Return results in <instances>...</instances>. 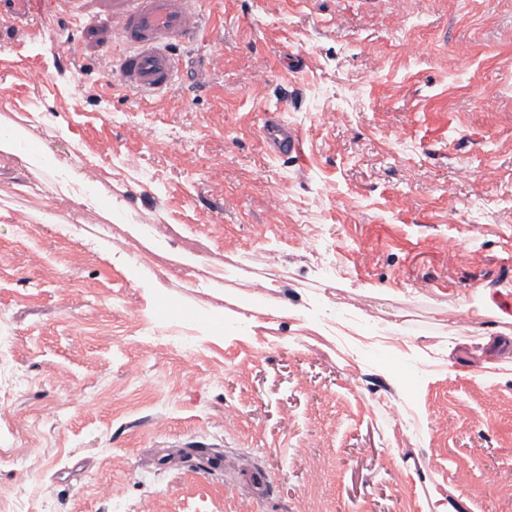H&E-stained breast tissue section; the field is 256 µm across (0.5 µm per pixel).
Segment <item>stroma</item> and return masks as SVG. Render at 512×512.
I'll return each mask as SVG.
<instances>
[{
	"mask_svg": "<svg viewBox=\"0 0 512 512\" xmlns=\"http://www.w3.org/2000/svg\"><path fill=\"white\" fill-rule=\"evenodd\" d=\"M111 13L0 39V129L95 174L0 152V512H512V0H207L150 103ZM266 139L271 148L278 153L286 155L300 156L302 153V144L299 135L288 130V124L276 118L270 120L265 126ZM26 153L30 156V158L42 168L48 170L53 174H64L65 178L60 184L59 189H56L54 186H50L51 192L55 195L56 199L63 201V198L60 195H63L65 198L73 201L75 203H84L86 198L77 194L72 188L69 187L70 184L82 185L86 182L85 174L79 170V168L63 163L53 157H49L46 155L39 147L29 146L25 149Z\"/></svg>",
	"mask_w": 512,
	"mask_h": 512,
	"instance_id": "obj_1",
	"label": "stroma"
}]
</instances>
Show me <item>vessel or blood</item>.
I'll use <instances>...</instances> for the list:
<instances>
[{"label":"vessel or blood","instance_id":"obj_1","mask_svg":"<svg viewBox=\"0 0 512 512\" xmlns=\"http://www.w3.org/2000/svg\"><path fill=\"white\" fill-rule=\"evenodd\" d=\"M36 0H0V33L7 35L30 20ZM109 24L125 44L113 57L112 70L123 89L139 99L169 93L179 72L171 52L174 42L196 36L203 18L202 0H116ZM271 148L286 155H301L298 134L274 119L265 127Z\"/></svg>","mask_w":512,"mask_h":512}]
</instances>
